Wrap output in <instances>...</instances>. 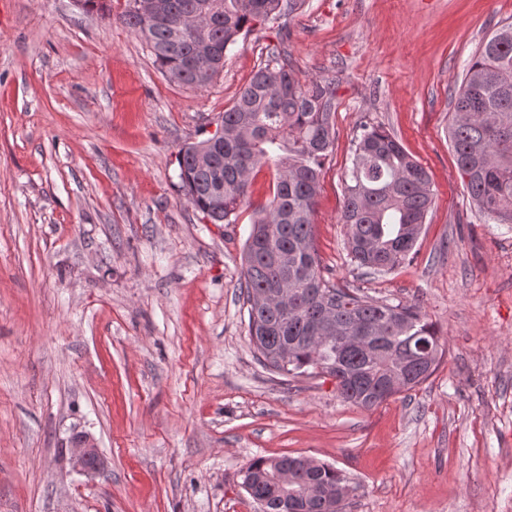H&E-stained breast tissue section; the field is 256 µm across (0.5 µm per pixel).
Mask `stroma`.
I'll use <instances>...</instances> for the list:
<instances>
[{"label": "stroma", "instance_id": "1", "mask_svg": "<svg viewBox=\"0 0 512 512\" xmlns=\"http://www.w3.org/2000/svg\"><path fill=\"white\" fill-rule=\"evenodd\" d=\"M0 0V512H260L257 457L331 465L342 512H512V224L473 206L448 127L471 57L512 0H301L257 24L201 87L170 83L120 20L127 0ZM285 51L336 82V137L316 199L326 279L420 307L446 355L372 409L330 377L285 378L249 342L240 289L255 170L232 224L178 178L239 90ZM381 125L427 171L413 261L352 264L339 218L352 141ZM89 435L107 462L70 461ZM71 461L75 468L86 473L99 472L104 469V459L97 447L90 442L86 434H76L72 439Z\"/></svg>", "mask_w": 512, "mask_h": 512}]
</instances>
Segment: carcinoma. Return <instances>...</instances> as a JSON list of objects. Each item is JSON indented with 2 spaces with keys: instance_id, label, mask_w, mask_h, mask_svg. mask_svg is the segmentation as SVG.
<instances>
[{
  "instance_id": "1",
  "label": "carcinoma",
  "mask_w": 512,
  "mask_h": 512,
  "mask_svg": "<svg viewBox=\"0 0 512 512\" xmlns=\"http://www.w3.org/2000/svg\"><path fill=\"white\" fill-rule=\"evenodd\" d=\"M123 22L148 46L171 83L212 81L235 38L255 23L295 11L297 0H165L153 20L128 0ZM224 111V138L182 146L178 178L190 203L215 224L235 223L251 175L276 169L272 198L255 212L244 249L248 336L257 360L283 377L329 376L344 401L366 409L427 381L445 356L444 343L416 305L368 301L326 280L314 244L313 214L323 160L335 140L336 82L302 84L291 61L272 50ZM450 145L472 200L499 224H512V24L501 27L468 63L452 96ZM433 201L429 176L394 135L364 124L357 133L340 221L351 261L388 272L407 261ZM281 288L300 293V309L276 301ZM368 344L345 347L338 337L357 328ZM421 342L430 359L413 373L406 361ZM310 482L319 493L296 512H341L348 489L334 467L289 455L257 457L242 487L263 512H282L276 474Z\"/></svg>"
}]
</instances>
